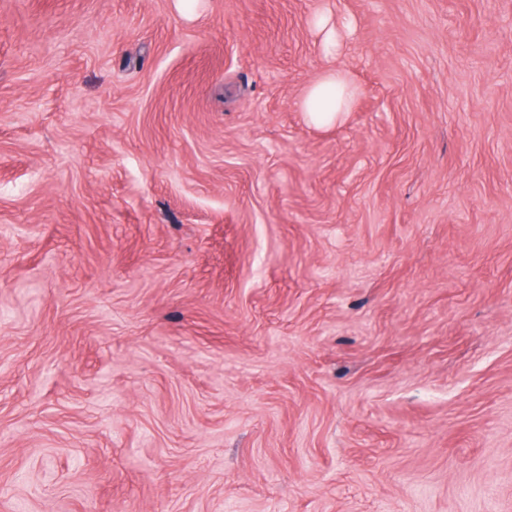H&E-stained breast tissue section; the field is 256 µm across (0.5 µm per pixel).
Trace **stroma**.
I'll return each mask as SVG.
<instances>
[{
	"mask_svg": "<svg viewBox=\"0 0 512 512\" xmlns=\"http://www.w3.org/2000/svg\"><path fill=\"white\" fill-rule=\"evenodd\" d=\"M22 285L0 512H512V0H0ZM327 93L331 96L327 97ZM356 93V87L343 71L329 70L308 90L303 108L316 125L339 122L348 112Z\"/></svg>",
	"mask_w": 512,
	"mask_h": 512,
	"instance_id": "1",
	"label": "stroma"
}]
</instances>
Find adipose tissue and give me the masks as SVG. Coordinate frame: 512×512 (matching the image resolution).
I'll return each instance as SVG.
<instances>
[{
  "mask_svg": "<svg viewBox=\"0 0 512 512\" xmlns=\"http://www.w3.org/2000/svg\"><path fill=\"white\" fill-rule=\"evenodd\" d=\"M356 93L343 71L330 70L308 90L303 108L314 124L337 122L343 119Z\"/></svg>",
  "mask_w": 512,
  "mask_h": 512,
  "instance_id": "adipose-tissue-1",
  "label": "adipose tissue"
}]
</instances>
